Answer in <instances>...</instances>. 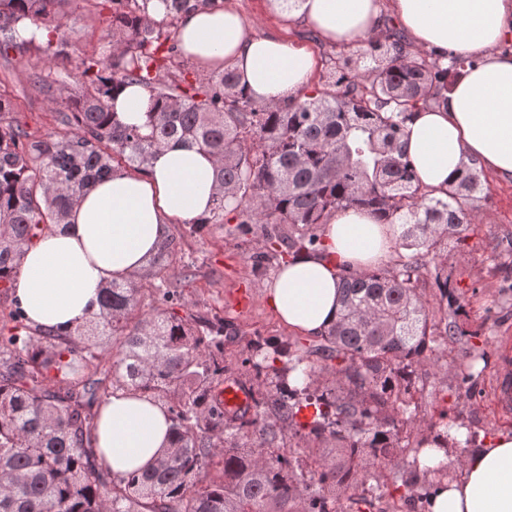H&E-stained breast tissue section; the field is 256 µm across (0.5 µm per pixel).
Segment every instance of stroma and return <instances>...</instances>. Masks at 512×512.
<instances>
[{"label": "stroma", "mask_w": 512, "mask_h": 512, "mask_svg": "<svg viewBox=\"0 0 512 512\" xmlns=\"http://www.w3.org/2000/svg\"><path fill=\"white\" fill-rule=\"evenodd\" d=\"M233 3L250 33L281 34L295 46L312 51L318 60L314 82L325 81L339 58L351 59L363 69L379 64L363 50L310 39L304 26L281 29L269 0ZM63 10L70 55L103 52L109 43V10L96 7L93 0H71ZM38 55L36 48L27 47L0 56V96L10 102L9 110L0 112V125L19 127L31 138L43 139L65 134L67 128L61 111L51 109L47 96L32 80L30 65ZM481 181L480 199L466 205L473 215L471 225L460 239H449L446 256L438 264L428 265L420 288L436 317L441 314L436 275L447 276L450 285L458 289L464 304L458 321L463 329L476 333L475 343L486 353L485 368L471 381H464L460 366L466 345L462 342L450 349L440 348L421 364L415 400L422 432L429 437L450 425H465L483 440L512 428V411L505 410L497 399L504 355L512 353V182L487 174ZM266 230V225L254 224L243 233L237 224L226 222L207 225L197 234L190 225H171L169 235L177 247L168 259L166 279L178 297L164 301L153 280L144 282L137 296V310L145 316L173 315L197 330L208 319L231 324L236 337L224 344V380L257 397L269 391L270 384L246 362L251 339L284 340L303 351L315 343L314 338L298 336L280 325L263 296L264 282L289 256L284 246L267 253Z\"/></svg>", "instance_id": "stroma-1"}]
</instances>
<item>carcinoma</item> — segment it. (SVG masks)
<instances>
[{"instance_id": "1", "label": "carcinoma", "mask_w": 512, "mask_h": 512, "mask_svg": "<svg viewBox=\"0 0 512 512\" xmlns=\"http://www.w3.org/2000/svg\"><path fill=\"white\" fill-rule=\"evenodd\" d=\"M68 0H0V56L37 41L24 27L44 30L46 47L63 42L57 15ZM112 8V52L73 58L65 50L51 60L73 70L81 93L68 101L69 133L23 141L18 129L0 126V281L13 280L21 257L50 224L65 223L68 210L92 184L112 173L118 156L143 166L172 139L206 148L216 161L217 192L209 214L193 221L199 232L226 217L250 224H289L304 233L288 237L293 253L314 249V226L335 210L370 208L385 220L404 219L396 237L399 255L387 271L340 270L342 309L316 349L336 362V388H319L311 371L305 386L290 387L274 371L275 393H266L279 423L228 410L212 394L224 376L222 320L194 333L175 316L134 315L139 288L113 283L102 291L100 312L65 335L39 331L0 342V512H343L341 501L373 507L387 492L382 470L429 442L448 449V438L420 436L418 404L408 397L426 352H434L418 282L421 269L442 257L447 240L471 223L462 202L476 198V163L465 166L444 196L422 187L402 148L401 117L445 100L448 76L471 63H449L419 51L388 45L379 69L360 71L344 62L336 77L280 107L255 100L230 69L206 78L169 71L180 58L176 31L184 12L212 8L218 0H160L164 17H149L151 0H107ZM141 85L150 94L148 122L126 126L111 116L112 92ZM165 239L148 275L164 279L175 251ZM450 312L439 330L444 344L467 336L463 311L448 279L436 276ZM119 348L110 391L126 389L170 401L172 448L141 474L118 477L100 461L93 432L102 380L94 378L102 338ZM263 360L288 358L296 372L306 357L290 343L261 336L250 343ZM81 373L65 394L48 385L49 373ZM314 408L310 420L299 413ZM288 428L314 441L336 439V454L309 452L296 470L279 444ZM407 429L406 444L399 431ZM257 436L249 446L245 439ZM217 463L222 478H207ZM375 486H365L366 467Z\"/></svg>"}]
</instances>
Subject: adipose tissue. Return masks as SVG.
<instances>
[{
  "label": "adipose tissue",
  "mask_w": 512,
  "mask_h": 512,
  "mask_svg": "<svg viewBox=\"0 0 512 512\" xmlns=\"http://www.w3.org/2000/svg\"><path fill=\"white\" fill-rule=\"evenodd\" d=\"M410 46L476 57L437 106L413 110L405 122L407 155L422 186L447 190L469 161L480 171L512 181V0H390ZM283 24L301 19L327 43L353 49L383 35L380 0H283ZM177 40L184 58L214 70L231 68L241 86L263 104L279 105L309 86L317 67L312 51L284 38L252 36L225 0L219 7L183 14ZM150 101L138 85L124 87L112 110L122 123L144 125ZM213 156L172 141L141 171L114 170L72 206L24 253L15 298L25 318L68 333L100 310L103 287L147 268L172 224L209 214L216 193ZM318 251H302L264 285L279 322L305 336L324 335L341 309L338 273L386 261L394 250L387 224L371 210L332 212L320 228ZM173 437L163 405L118 391L101 405L95 446L113 475L155 465ZM426 512H512V431L478 442L455 477L435 483Z\"/></svg>",
  "instance_id": "adipose-tissue-1"
}]
</instances>
